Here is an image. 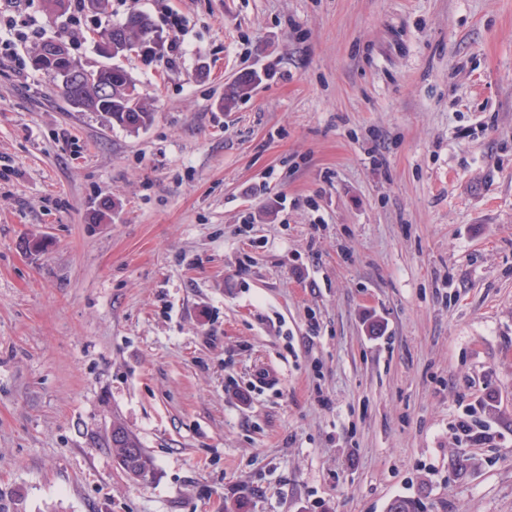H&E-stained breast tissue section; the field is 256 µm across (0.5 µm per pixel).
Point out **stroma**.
Here are the masks:
<instances>
[{
	"label": "stroma",
	"instance_id": "1",
	"mask_svg": "<svg viewBox=\"0 0 512 512\" xmlns=\"http://www.w3.org/2000/svg\"><path fill=\"white\" fill-rule=\"evenodd\" d=\"M27 2L164 48L136 133L0 63V506L512 512V0ZM112 35L108 38H105L99 42V50L103 55L112 56V58L123 56L130 51L135 49H128L126 43H136L138 44V50H144L147 48H151L150 45L153 43L155 30L151 20L143 14L140 13H132L124 22L120 25H112ZM128 29L130 32V37L128 41L112 40L113 34H117L119 31H123ZM114 424H117L126 431H128L121 423L113 422V425ZM113 425L108 431V440L112 447L121 449L120 456L116 457V460L120 467L123 468V470L128 474L129 477L136 478V473L126 469L125 461H129L130 457L133 456V454L136 452V448H140L139 455L134 460L132 468L142 470L146 474H149L151 477L154 470L153 461L143 450L138 438L128 431V433L132 436L135 442L136 448H123L122 446L124 445V435L118 427Z\"/></svg>",
	"mask_w": 512,
	"mask_h": 512
}]
</instances>
